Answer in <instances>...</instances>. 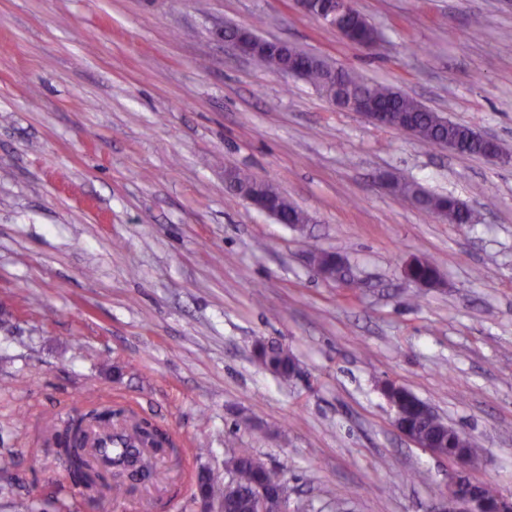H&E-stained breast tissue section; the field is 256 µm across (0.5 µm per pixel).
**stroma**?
I'll use <instances>...</instances> for the list:
<instances>
[{
    "label": "stroma",
    "mask_w": 512,
    "mask_h": 512,
    "mask_svg": "<svg viewBox=\"0 0 512 512\" xmlns=\"http://www.w3.org/2000/svg\"><path fill=\"white\" fill-rule=\"evenodd\" d=\"M368 51L291 0H0V512H198L193 476L241 448L288 512H426L454 464L393 424V381L474 438L472 481L512 493V156L429 148L334 106L216 35L291 43L512 143V7L355 0ZM237 167L306 211L231 194ZM398 177L477 212L448 224ZM343 254L357 287L322 278ZM427 255L440 286L404 265ZM287 348L281 381L256 341ZM109 406L178 454L90 506L51 419ZM226 183L233 185L236 194L239 195L243 200L247 201L255 209L266 213L269 216H272V214L276 213V204L271 197L247 192L245 189L239 186V184L229 174L226 175Z\"/></svg>",
    "instance_id": "stroma-1"
}]
</instances>
